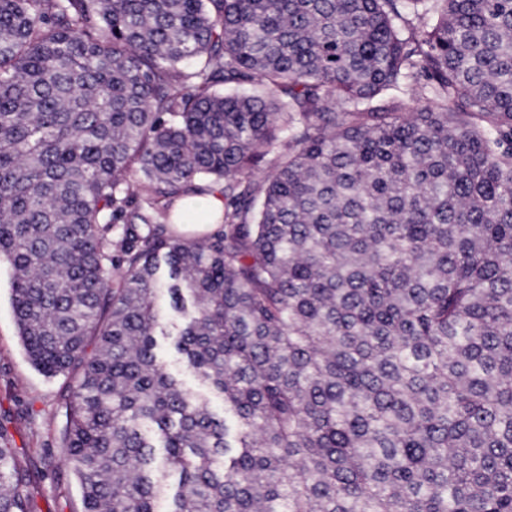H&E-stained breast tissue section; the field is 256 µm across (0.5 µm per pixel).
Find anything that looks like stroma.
I'll use <instances>...</instances> for the list:
<instances>
[{
	"mask_svg": "<svg viewBox=\"0 0 512 512\" xmlns=\"http://www.w3.org/2000/svg\"><path fill=\"white\" fill-rule=\"evenodd\" d=\"M13 269L0 259V425L30 479L25 487L38 512H80L78 480L60 460L56 439L62 379L48 378L28 360L12 307Z\"/></svg>",
	"mask_w": 512,
	"mask_h": 512,
	"instance_id": "stroma-1",
	"label": "stroma"
}]
</instances>
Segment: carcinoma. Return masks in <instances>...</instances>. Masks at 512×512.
Returning <instances> with one entry per match:
<instances>
[{"label":"carcinoma","instance_id":"1","mask_svg":"<svg viewBox=\"0 0 512 512\" xmlns=\"http://www.w3.org/2000/svg\"><path fill=\"white\" fill-rule=\"evenodd\" d=\"M0 256L82 512H512V0H0ZM174 337L175 336H159L161 353L169 371L183 384L186 389L195 394L209 396L212 408L216 412L222 413L224 411V401L218 395L200 385L197 379L186 371L179 354L172 346V340Z\"/></svg>","mask_w":512,"mask_h":512}]
</instances>
